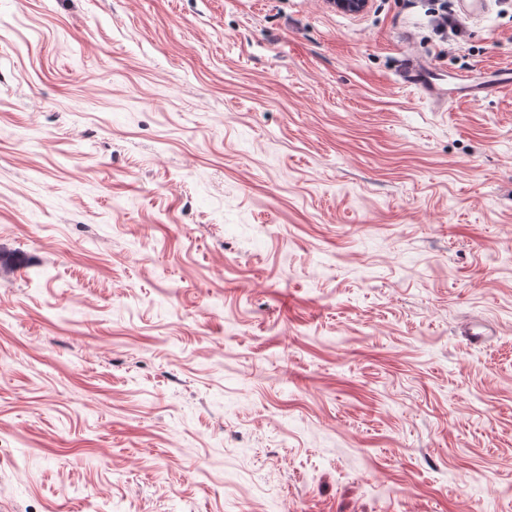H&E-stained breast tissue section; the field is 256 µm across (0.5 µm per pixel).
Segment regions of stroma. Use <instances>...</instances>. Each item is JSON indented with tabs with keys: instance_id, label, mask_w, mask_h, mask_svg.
Returning <instances> with one entry per match:
<instances>
[{
	"instance_id": "35a3bbf8",
	"label": "stroma",
	"mask_w": 512,
	"mask_h": 512,
	"mask_svg": "<svg viewBox=\"0 0 512 512\" xmlns=\"http://www.w3.org/2000/svg\"><path fill=\"white\" fill-rule=\"evenodd\" d=\"M484 2L0 0V512H512ZM438 1L434 10L433 23L439 36L448 42H456L466 33V22L456 14L452 1ZM401 78L407 85L420 90L424 95L439 104L454 101L481 100L499 93L512 86V70H497L491 79L475 82L470 77L456 75L454 81L443 83V78L436 66L418 56H408L401 68Z\"/></svg>"
}]
</instances>
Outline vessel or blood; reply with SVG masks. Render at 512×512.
Masks as SVG:
<instances>
[{
	"label": "vessel or blood",
	"instance_id": "obj_1",
	"mask_svg": "<svg viewBox=\"0 0 512 512\" xmlns=\"http://www.w3.org/2000/svg\"><path fill=\"white\" fill-rule=\"evenodd\" d=\"M401 78L407 85L420 90L440 104L454 101L481 100L512 86V70L497 71L491 79L475 82L471 78L455 76L452 83H444L436 66L423 58L408 56L401 68Z\"/></svg>",
	"mask_w": 512,
	"mask_h": 512
}]
</instances>
